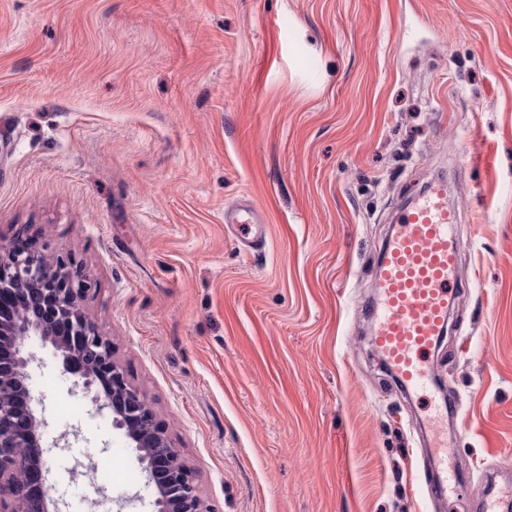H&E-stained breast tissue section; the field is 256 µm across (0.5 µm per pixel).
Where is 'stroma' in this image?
<instances>
[{
    "mask_svg": "<svg viewBox=\"0 0 512 512\" xmlns=\"http://www.w3.org/2000/svg\"><path fill=\"white\" fill-rule=\"evenodd\" d=\"M493 158L490 177L473 153ZM446 178L458 403L428 512L512 483V0H0V239L86 270V314L206 512H419L430 399L363 310L395 214ZM266 215L263 251L224 208ZM67 512H154L138 453L34 340ZM109 456L111 480L84 467Z\"/></svg>",
    "mask_w": 512,
    "mask_h": 512,
    "instance_id": "1",
    "label": "stroma"
}]
</instances>
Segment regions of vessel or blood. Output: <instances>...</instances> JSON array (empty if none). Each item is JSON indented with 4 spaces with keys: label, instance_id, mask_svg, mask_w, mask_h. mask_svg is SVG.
I'll return each mask as SVG.
<instances>
[{
    "label": "vessel or blood",
    "instance_id": "obj_1",
    "mask_svg": "<svg viewBox=\"0 0 512 512\" xmlns=\"http://www.w3.org/2000/svg\"><path fill=\"white\" fill-rule=\"evenodd\" d=\"M457 220L447 188L427 189L398 216L376 272L378 293L368 308L373 343L410 392L428 391V358L448 324L457 291L459 243L451 234ZM224 224L250 249L263 246L268 236L264 213L245 198L225 208Z\"/></svg>",
    "mask_w": 512,
    "mask_h": 512
}]
</instances>
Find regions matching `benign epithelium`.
Listing matches in <instances>:
<instances>
[{
  "label": "benign epithelium",
  "instance_id": "benign-epithelium-1",
  "mask_svg": "<svg viewBox=\"0 0 512 512\" xmlns=\"http://www.w3.org/2000/svg\"><path fill=\"white\" fill-rule=\"evenodd\" d=\"M89 291L84 269L47 257L32 236L21 232L0 246V298L11 299L9 307L0 304V512H63L47 490L51 454L67 445L43 440L35 406L44 398L28 384L37 361L27 348L32 336L51 344L64 371L111 411L156 487L157 512H204L191 470L114 359L111 338L83 311Z\"/></svg>",
  "mask_w": 512,
  "mask_h": 512
}]
</instances>
